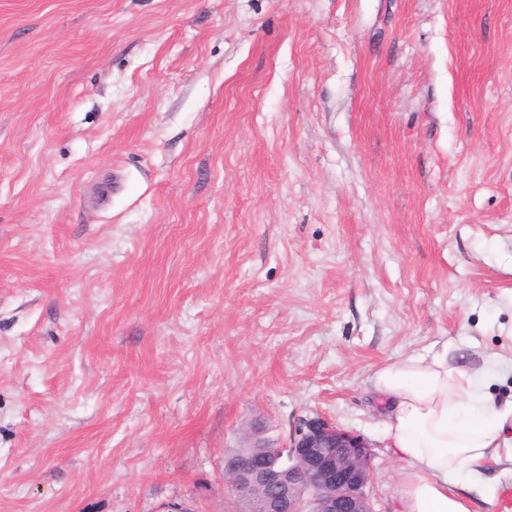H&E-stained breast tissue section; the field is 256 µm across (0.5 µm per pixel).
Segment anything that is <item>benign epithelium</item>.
I'll return each mask as SVG.
<instances>
[{"instance_id":"1","label":"benign epithelium","mask_w":512,"mask_h":512,"mask_svg":"<svg viewBox=\"0 0 512 512\" xmlns=\"http://www.w3.org/2000/svg\"><path fill=\"white\" fill-rule=\"evenodd\" d=\"M261 420L244 439L252 451L224 453L225 492L235 512H374L365 439L321 417L301 420L286 442Z\"/></svg>"}]
</instances>
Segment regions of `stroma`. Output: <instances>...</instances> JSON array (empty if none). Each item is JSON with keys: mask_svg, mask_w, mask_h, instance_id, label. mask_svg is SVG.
I'll use <instances>...</instances> for the list:
<instances>
[{"mask_svg": "<svg viewBox=\"0 0 512 512\" xmlns=\"http://www.w3.org/2000/svg\"><path fill=\"white\" fill-rule=\"evenodd\" d=\"M448 341L512 399V0H0V512H227L316 416L395 512Z\"/></svg>", "mask_w": 512, "mask_h": 512, "instance_id": "35a3bbf8", "label": "stroma"}]
</instances>
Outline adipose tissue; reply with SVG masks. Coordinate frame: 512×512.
<instances>
[{
    "mask_svg": "<svg viewBox=\"0 0 512 512\" xmlns=\"http://www.w3.org/2000/svg\"><path fill=\"white\" fill-rule=\"evenodd\" d=\"M385 399V438L401 462L400 512H472L483 467L512 447V402H488L457 345L409 356L374 371Z\"/></svg>",
    "mask_w": 512,
    "mask_h": 512,
    "instance_id": "1",
    "label": "adipose tissue"
}]
</instances>
